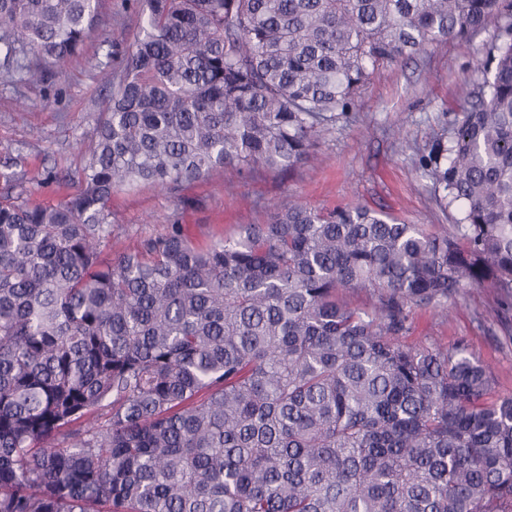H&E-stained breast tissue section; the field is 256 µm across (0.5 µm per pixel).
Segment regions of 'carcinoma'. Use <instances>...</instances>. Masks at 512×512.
Masks as SVG:
<instances>
[{
	"label": "carcinoma",
	"mask_w": 512,
	"mask_h": 512,
	"mask_svg": "<svg viewBox=\"0 0 512 512\" xmlns=\"http://www.w3.org/2000/svg\"><path fill=\"white\" fill-rule=\"evenodd\" d=\"M101 0H0V76L61 74ZM139 33L54 206L0 200V512H512V395L416 308L487 287L512 332V0H138ZM500 19L487 77L416 164L439 228L272 207L102 259L112 195L290 171L378 67ZM365 291L369 303L350 295Z\"/></svg>",
	"instance_id": "carcinoma-1"
}]
</instances>
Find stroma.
<instances>
[{"mask_svg": "<svg viewBox=\"0 0 512 512\" xmlns=\"http://www.w3.org/2000/svg\"><path fill=\"white\" fill-rule=\"evenodd\" d=\"M139 17L132 0H103L100 27L64 73L23 90L0 79V196L55 205L80 192L78 172L109 95L102 64L121 66L136 36ZM498 33L497 19L464 40L441 41L419 54L381 66L358 95L349 117L338 119L315 147L314 160L290 171L257 169L246 177L218 169L202 179L164 191L149 184L112 196V249L184 225L193 241L261 224L271 207L299 200L317 208L361 203L410 224H450L460 209L441 208L415 154L446 138L484 80V66ZM65 170L66 186L28 182L33 170ZM495 292L472 288L449 314L415 310L407 340L451 347L466 340L488 362L497 390L512 394V337L492 332L482 312Z\"/></svg>", "mask_w": 512, "mask_h": 512, "instance_id": "obj_1", "label": "stroma"}]
</instances>
